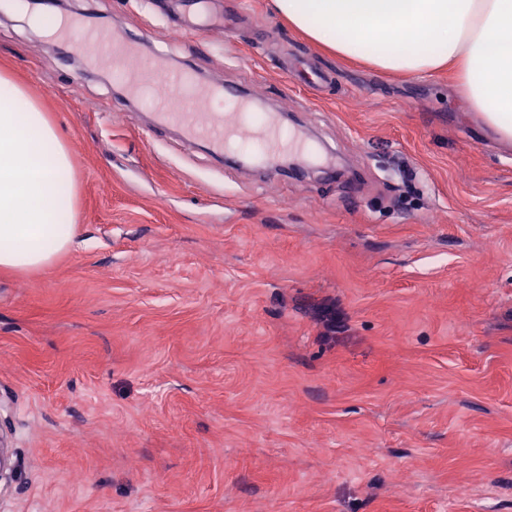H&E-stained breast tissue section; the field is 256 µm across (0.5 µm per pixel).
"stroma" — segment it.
I'll use <instances>...</instances> for the list:
<instances>
[{"label":"stroma","instance_id":"stroma-1","mask_svg":"<svg viewBox=\"0 0 512 512\" xmlns=\"http://www.w3.org/2000/svg\"><path fill=\"white\" fill-rule=\"evenodd\" d=\"M70 8L348 172L222 165L0 0L76 182L74 249L0 269V512H512V146L454 71L343 60L270 0Z\"/></svg>","mask_w":512,"mask_h":512}]
</instances>
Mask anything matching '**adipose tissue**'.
<instances>
[{
	"label": "adipose tissue",
	"mask_w": 512,
	"mask_h": 512,
	"mask_svg": "<svg viewBox=\"0 0 512 512\" xmlns=\"http://www.w3.org/2000/svg\"><path fill=\"white\" fill-rule=\"evenodd\" d=\"M310 40L380 71L452 65L469 111L512 143V0H272ZM70 152L57 126L0 73V268L43 270L75 242Z\"/></svg>",
	"instance_id": "adipose-tissue-1"
}]
</instances>
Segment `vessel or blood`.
Segmentation results:
<instances>
[{
    "mask_svg": "<svg viewBox=\"0 0 512 512\" xmlns=\"http://www.w3.org/2000/svg\"><path fill=\"white\" fill-rule=\"evenodd\" d=\"M62 38L70 51L89 63H108L123 72L135 93L164 86L166 92L156 103V121L177 126L185 139L206 141L220 155L237 153L248 140L258 145L257 160L265 164L287 154L300 163L315 157L311 143L288 132L278 113L253 112L249 98L237 99L225 113L209 111L208 103L231 96V89L201 85L191 71L170 67L164 56H142L134 38L110 34L86 16L67 19Z\"/></svg>",
    "mask_w": 512,
    "mask_h": 512,
    "instance_id": "obj_1",
    "label": "vessel or blood"
}]
</instances>
